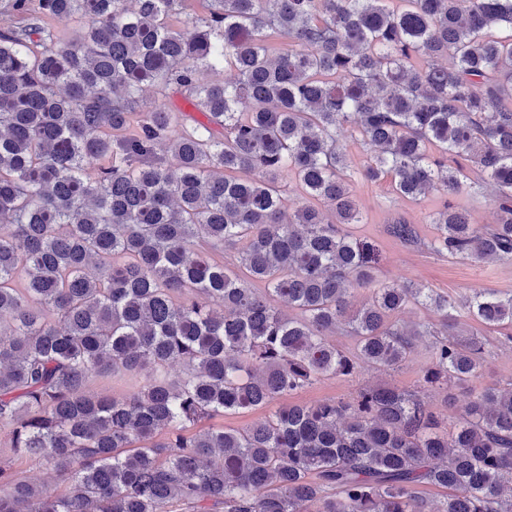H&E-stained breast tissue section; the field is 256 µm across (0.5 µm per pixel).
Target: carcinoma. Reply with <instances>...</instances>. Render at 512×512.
I'll return each mask as SVG.
<instances>
[{
    "label": "carcinoma",
    "instance_id": "1",
    "mask_svg": "<svg viewBox=\"0 0 512 512\" xmlns=\"http://www.w3.org/2000/svg\"><path fill=\"white\" fill-rule=\"evenodd\" d=\"M193 2L0 6V432L66 483L0 464V512H512V388L474 393L451 432L421 397L483 368L460 319L512 341V293L380 281L351 231L355 177L438 189L431 250L512 260V0ZM341 129L368 147L355 172ZM483 183L491 224L450 201ZM386 232L418 241L405 217ZM411 307L436 319L394 318ZM426 336L414 388L202 425L395 371ZM104 377L122 389L87 392ZM281 403L280 401H275L272 405H270L268 408L260 409L257 411H253L251 413L247 414H241V415H232L227 416L224 418H217L215 420H212L210 424H217V425H224L225 428H231V429H243L246 427H249L254 422L262 419L266 414L269 413L270 409L273 406H277Z\"/></svg>",
    "mask_w": 512,
    "mask_h": 512
}]
</instances>
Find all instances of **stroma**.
<instances>
[{"mask_svg": "<svg viewBox=\"0 0 512 512\" xmlns=\"http://www.w3.org/2000/svg\"><path fill=\"white\" fill-rule=\"evenodd\" d=\"M354 192L366 216L365 223L355 226L354 234L376 248L379 254V280H412L451 297L473 289L512 293V261L482 262L451 258L429 249L428 243L435 229L426 223L425 218L439 208V193H429L420 203L412 204L399 198L385 182L374 184L361 181L355 184ZM400 216L416 222L418 242L406 244L387 234V224ZM490 339L491 354L479 383L504 387L512 383V343L505 342L503 336L496 332L491 333ZM426 361V356H416L401 370L391 374L366 365L356 377L321 380L290 395L288 401L292 404H315L330 399H346L353 395L359 384L365 382L394 383L411 388L417 384Z\"/></svg>", "mask_w": 512, "mask_h": 512, "instance_id": "35a3bbf8", "label": "stroma"}]
</instances>
